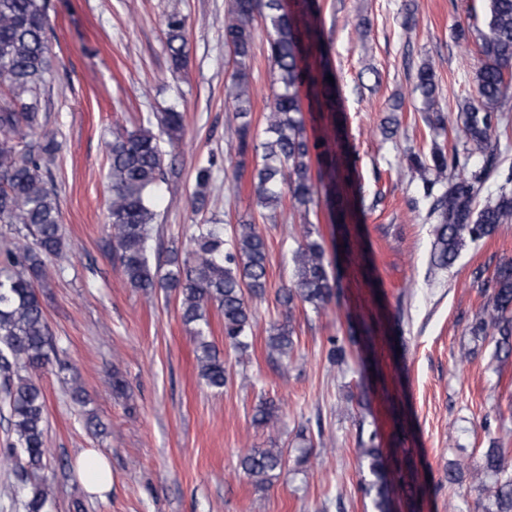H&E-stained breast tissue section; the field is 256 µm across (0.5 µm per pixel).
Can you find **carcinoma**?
I'll list each match as a JSON object with an SVG mask.
<instances>
[{"label": "carcinoma", "instance_id": "obj_1", "mask_svg": "<svg viewBox=\"0 0 512 512\" xmlns=\"http://www.w3.org/2000/svg\"><path fill=\"white\" fill-rule=\"evenodd\" d=\"M485 30L477 48L481 66L474 92L460 108L459 131L463 151L447 152L434 145L429 155H407L410 168L422 180V197L429 202L427 217L434 224L431 262L448 268L471 243L490 236L500 224L512 223V174L484 203L478 198L496 168L495 120L504 102L512 99V0H485ZM318 0H233L224 19V45L236 67L226 84V100L238 120L235 129L234 174L246 169L249 156H261L254 165L251 185L257 203L277 205L283 191L306 208L324 192L331 223L349 224L355 218L353 159L342 137V103L336 75L318 24ZM266 22L268 59L274 91L265 114L264 139L256 143L250 116L248 67L255 38V21ZM46 0H0V224H7L23 243L0 244V380L3 381L16 443L0 450V465L11 469L21 485L25 512H46L53 496L47 483L29 485V476L43 466L46 454V401L32 375L53 367L57 347L50 334L44 307L37 294L48 272L62 274L70 263L65 249L57 195L46 181L49 165L60 149L56 135L41 129L42 99L50 83L51 47ZM185 19L172 13L166 22V46L173 69L187 66ZM414 90L424 121L441 126L437 81L432 62L419 67ZM309 111L326 121L325 135L310 140L305 132L302 98ZM158 126L173 145L183 128V114L174 110L158 116ZM110 197L108 223L122 273L135 289L146 293L174 292L181 318L193 326L199 377L211 388L224 389L230 372L224 358L209 341L207 308L224 318V340L240 353L250 347L253 315L247 296H261L267 287V244L249 222L235 235L224 237V224L211 218L196 225L186 254L172 253L165 263H152L150 240L157 213L152 196L159 183L177 175L165 167L166 151L151 126L119 130L108 143ZM484 165L468 171L472 158ZM212 164L202 165L190 199L198 213L210 206ZM336 290L329 272L322 237L306 235L294 254L293 277L280 288L279 305L285 320L273 325L267 338L270 356L290 358L294 350L291 319L297 304L323 308ZM487 303L471 328L475 336L497 337L496 355H512V258L502 261L484 284ZM23 369L27 375L18 374ZM278 420V408L262 402L254 415L257 425ZM360 449L372 476L364 485L377 512H390L393 484L386 472L382 449ZM508 449H485L472 479L480 493L479 512H512V465ZM287 465L281 448H249L240 467L260 489Z\"/></svg>", "mask_w": 512, "mask_h": 512}]
</instances>
